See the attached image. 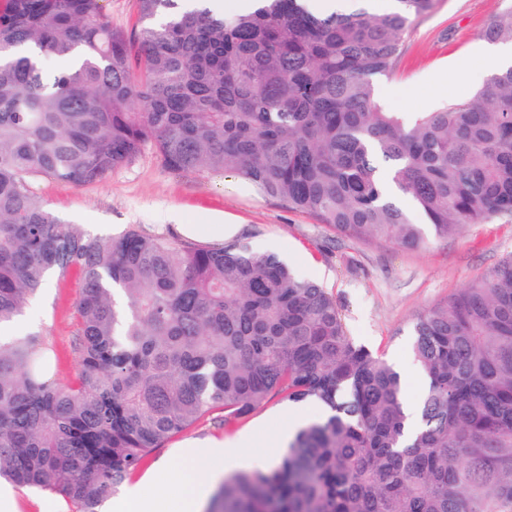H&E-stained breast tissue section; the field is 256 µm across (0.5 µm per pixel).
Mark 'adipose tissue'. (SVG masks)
<instances>
[{
  "instance_id": "obj_1",
  "label": "adipose tissue",
  "mask_w": 512,
  "mask_h": 512,
  "mask_svg": "<svg viewBox=\"0 0 512 512\" xmlns=\"http://www.w3.org/2000/svg\"><path fill=\"white\" fill-rule=\"evenodd\" d=\"M512 65V43L480 46L466 61L464 67L450 68L446 79L460 74L485 75L489 68ZM186 467L179 468L172 462H162L159 473L168 475L177 488L163 496L147 493L144 484L128 488L124 495L114 500L111 512H202L208 498L210 484L208 475L214 474L216 466L232 469L248 464L249 458L239 449L225 446L223 441L213 439L204 443L190 442L181 453Z\"/></svg>"
}]
</instances>
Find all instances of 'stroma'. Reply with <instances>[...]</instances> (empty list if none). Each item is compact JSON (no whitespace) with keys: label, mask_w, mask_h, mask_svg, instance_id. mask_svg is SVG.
I'll return each mask as SVG.
<instances>
[{"label":"stroma","mask_w":512,"mask_h":512,"mask_svg":"<svg viewBox=\"0 0 512 512\" xmlns=\"http://www.w3.org/2000/svg\"><path fill=\"white\" fill-rule=\"evenodd\" d=\"M501 7V0H434L432 10L407 30L395 72L374 80L376 92L404 96L400 102H383V109L431 112L470 98L477 83L464 80L448 87L435 77L485 44V30ZM32 184L52 213L93 234L116 236L132 228L193 247L205 243L206 237L186 235L182 225L221 224L226 240H243L286 259L336 299L349 336L399 370L407 396L414 399L425 387L411 348L415 315L481 281L512 256L510 216L466 225L461 235L432 239L416 249L388 240L351 241L314 214L265 196L234 174L174 171L150 145L130 164L93 184L75 188L47 177L34 178ZM80 292L75 273L51 276L25 320L9 328L17 335L37 331L45 336L63 384L71 382L80 367L75 307ZM294 410L308 420L322 413L317 406L297 407L275 396L228 430L222 411H213L154 448L140 476L151 478L163 458L190 440L206 437L243 448L254 467H266L277 454L271 443L279 439L285 416Z\"/></svg>","instance_id":"35a3bbf8"}]
</instances>
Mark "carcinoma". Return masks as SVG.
I'll return each instance as SVG.
<instances>
[{"instance_id":"obj_1","label":"carcinoma","mask_w":512,"mask_h":512,"mask_svg":"<svg viewBox=\"0 0 512 512\" xmlns=\"http://www.w3.org/2000/svg\"><path fill=\"white\" fill-rule=\"evenodd\" d=\"M99 2L0 9V326L51 274L83 279L74 381L57 382L40 333L0 337V477L97 512L213 409L230 427L280 396L325 412L272 466L225 477L207 512H512V256L414 318L427 389L407 440L401 375L279 257L94 235L32 187L98 182L150 143L175 171H232L348 239L417 247L512 216V68L409 120L373 78L433 0L344 16L137 0L133 38ZM485 37L512 42V2ZM382 163L414 211L387 200Z\"/></svg>"}]
</instances>
